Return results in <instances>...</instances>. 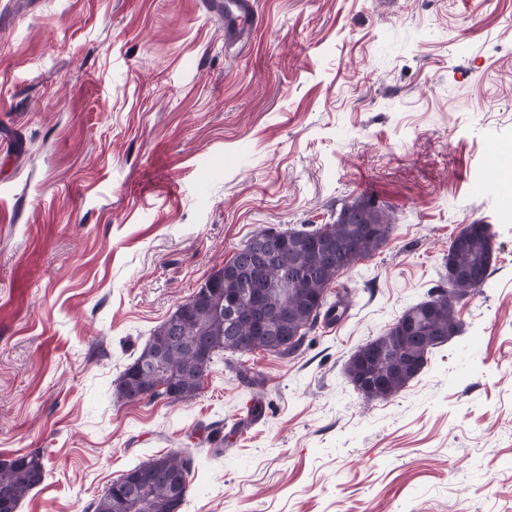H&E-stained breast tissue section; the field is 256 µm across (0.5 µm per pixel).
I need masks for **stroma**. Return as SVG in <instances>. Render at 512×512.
I'll use <instances>...</instances> for the list:
<instances>
[{
  "label": "stroma",
  "mask_w": 512,
  "mask_h": 512,
  "mask_svg": "<svg viewBox=\"0 0 512 512\" xmlns=\"http://www.w3.org/2000/svg\"><path fill=\"white\" fill-rule=\"evenodd\" d=\"M255 3L264 27L230 36L206 0H0V461L47 459L17 512H90L173 451L198 464L180 512H512V188L486 176L512 143V0ZM359 198L395 230L296 355L117 400L255 232ZM469 224L494 260L463 333L364 398L349 358L447 287Z\"/></svg>",
  "instance_id": "obj_1"
}]
</instances>
